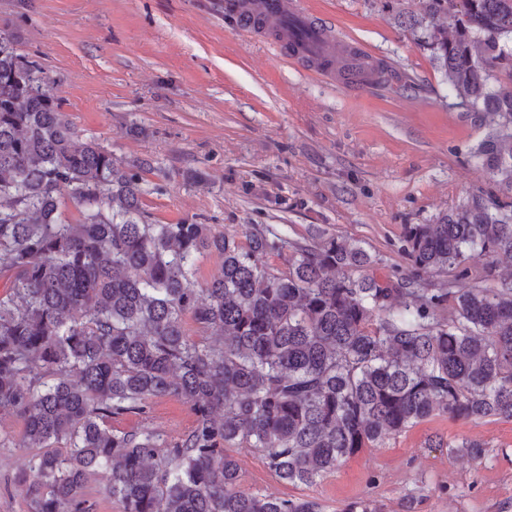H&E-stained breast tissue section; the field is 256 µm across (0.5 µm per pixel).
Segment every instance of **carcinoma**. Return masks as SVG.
<instances>
[{"instance_id":"carcinoma-1","label":"carcinoma","mask_w":512,"mask_h":512,"mask_svg":"<svg viewBox=\"0 0 512 512\" xmlns=\"http://www.w3.org/2000/svg\"><path fill=\"white\" fill-rule=\"evenodd\" d=\"M409 27L453 106L497 120L473 158L512 191V0H421ZM47 79L1 27L0 416L23 431L1 427L0 447L36 449L20 473L33 512H89L99 474L122 512H320L241 489L229 449L312 485L431 415L512 421V277L490 265L454 287L471 255L512 257V200L473 194L436 224L406 225L409 273L387 281L333 236L301 242L268 224L242 247L211 224L149 221L151 162L121 165L80 138ZM212 252L221 267L201 283ZM162 398L189 405L179 438L109 425Z\"/></svg>"}]
</instances>
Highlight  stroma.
Masks as SVG:
<instances>
[{"label": "stroma", "mask_w": 512, "mask_h": 512, "mask_svg": "<svg viewBox=\"0 0 512 512\" xmlns=\"http://www.w3.org/2000/svg\"><path fill=\"white\" fill-rule=\"evenodd\" d=\"M296 2L419 91L325 85L241 31L224 0H0V24L42 63L81 137L119 161H152L142 202L155 223L213 224L242 245L266 224L302 242L354 239L379 258L377 276L408 273L405 225L496 191L472 159L486 130L449 108L443 72L398 25L420 0ZM191 422L187 404L163 398L111 425L176 438ZM433 436L447 447H429ZM465 438L483 445L481 460L455 450ZM232 454L242 489L313 499L322 512L362 499L381 512H512L508 421L433 415L309 486L282 482L252 449ZM25 456L0 447V512H33L16 478Z\"/></svg>", "instance_id": "35a3bbf8"}]
</instances>
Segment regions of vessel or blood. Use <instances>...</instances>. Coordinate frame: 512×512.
<instances>
[{"label":"vessel or blood","mask_w":512,"mask_h":512,"mask_svg":"<svg viewBox=\"0 0 512 512\" xmlns=\"http://www.w3.org/2000/svg\"><path fill=\"white\" fill-rule=\"evenodd\" d=\"M225 8L243 30L264 37L329 83H344L336 70L337 59L365 57L361 49L334 36L320 15L300 9L295 0H226Z\"/></svg>","instance_id":"obj_1"}]
</instances>
